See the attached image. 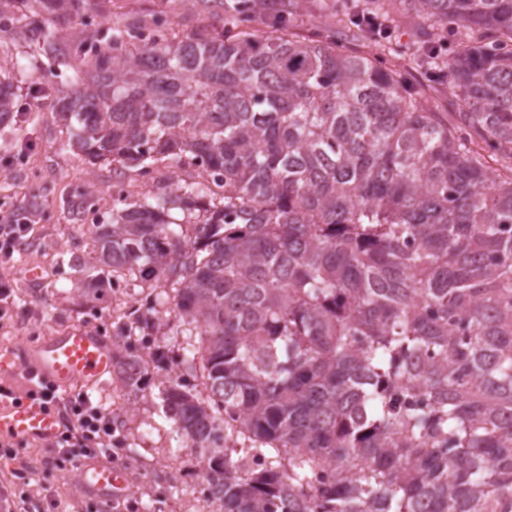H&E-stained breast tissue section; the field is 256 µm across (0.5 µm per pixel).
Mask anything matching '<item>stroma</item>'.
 <instances>
[{
	"mask_svg": "<svg viewBox=\"0 0 512 512\" xmlns=\"http://www.w3.org/2000/svg\"><path fill=\"white\" fill-rule=\"evenodd\" d=\"M344 0H299L292 18L297 39L312 37L335 25ZM113 26L138 21L165 23L169 40L179 41L203 28L224 24V10L212 0H101L99 6ZM429 29L421 14L400 18L390 39L371 42L347 38L353 50L400 67L415 86H425V105L451 113L459 105L447 78L433 79L409 61L413 44ZM51 62L35 45L0 39V78L10 77L21 106L15 118L0 124V212L31 214V228L10 258H0V281L8 282L12 301L0 318V351L21 355L45 334L71 328L112 329L119 313L144 304V288L105 286L85 296V273L69 265L71 255L84 254L86 220L68 215L64 201L80 189L93 187L104 200L112 198L113 165L88 164L69 143L72 130L53 110L57 80ZM40 269L44 281L27 283L25 274ZM98 405H111L120 442L112 456L131 475L127 498L133 512H211L203 493L201 463L187 442L177 439L172 421L161 411L157 383L144 377L139 390L126 384L121 365H114L105 385L89 390ZM54 450L40 440L0 449V488L30 494L29 512H113L110 504L89 495L75 468L52 465Z\"/></svg>",
	"mask_w": 512,
	"mask_h": 512,
	"instance_id": "obj_1",
	"label": "stroma"
}]
</instances>
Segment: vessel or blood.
Returning <instances> with one entry per match:
<instances>
[{
    "instance_id": "1",
    "label": "vessel or blood",
    "mask_w": 512,
    "mask_h": 512,
    "mask_svg": "<svg viewBox=\"0 0 512 512\" xmlns=\"http://www.w3.org/2000/svg\"><path fill=\"white\" fill-rule=\"evenodd\" d=\"M110 343L90 329H74L44 337L24 358L0 352V368L23 372L31 385L56 390L92 389L100 386L112 370ZM58 432V418L40 397H22L0 401V435L15 442L30 439L49 441ZM79 473L85 490L108 502L125 498L127 475L119 462L83 461Z\"/></svg>"
}]
</instances>
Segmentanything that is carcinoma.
Segmentation results:
<instances>
[{
  "mask_svg": "<svg viewBox=\"0 0 512 512\" xmlns=\"http://www.w3.org/2000/svg\"><path fill=\"white\" fill-rule=\"evenodd\" d=\"M407 1L453 31L448 57L415 51L453 124L336 32L294 38V0H234L178 42L82 39L91 0H0V35L84 61L54 112L89 164L199 169L106 221L79 193L94 248L69 263L155 282L115 335L164 336L172 310L200 336L158 389L215 512H512V0H362L336 26L368 38L358 18L389 30Z\"/></svg>",
  "mask_w": 512,
  "mask_h": 512,
  "instance_id": "carcinoma-1",
  "label": "carcinoma"
}]
</instances>
